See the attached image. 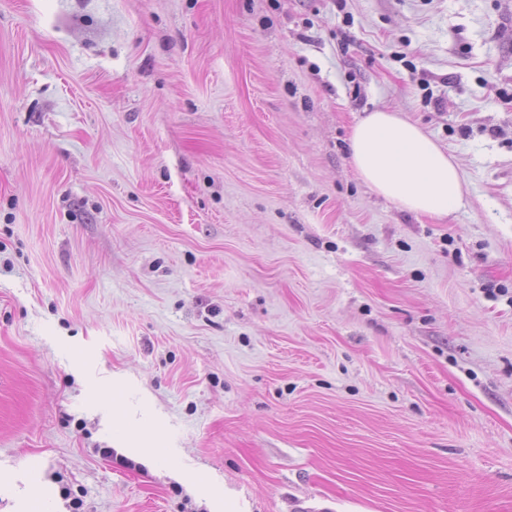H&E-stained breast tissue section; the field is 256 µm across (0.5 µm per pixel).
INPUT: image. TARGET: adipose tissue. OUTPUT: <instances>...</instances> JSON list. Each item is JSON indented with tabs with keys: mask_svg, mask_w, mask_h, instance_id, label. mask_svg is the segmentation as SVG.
<instances>
[{
	"mask_svg": "<svg viewBox=\"0 0 512 512\" xmlns=\"http://www.w3.org/2000/svg\"><path fill=\"white\" fill-rule=\"evenodd\" d=\"M348 150L358 179L403 210L444 218L464 203L456 158L396 112L378 108L358 119Z\"/></svg>",
	"mask_w": 512,
	"mask_h": 512,
	"instance_id": "1",
	"label": "adipose tissue"
}]
</instances>
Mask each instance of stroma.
I'll return each mask as SVG.
<instances>
[{"mask_svg": "<svg viewBox=\"0 0 512 512\" xmlns=\"http://www.w3.org/2000/svg\"><path fill=\"white\" fill-rule=\"evenodd\" d=\"M460 163L445 219L347 139ZM512 512V0H0V512ZM348 150L358 179L403 210L444 218L463 206L456 158L398 112L377 108L358 119Z\"/></svg>", "mask_w": 512, "mask_h": 512, "instance_id": "1", "label": "stroma"}]
</instances>
